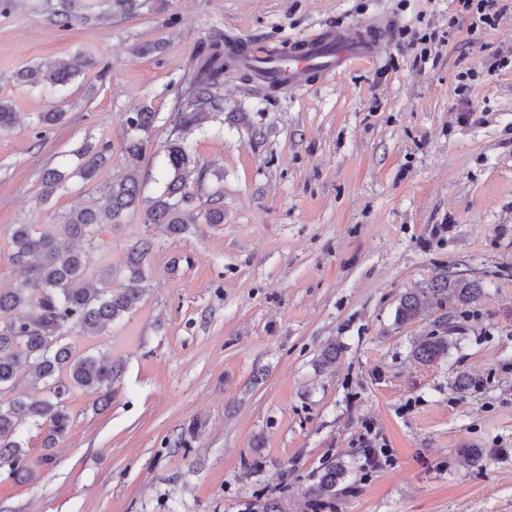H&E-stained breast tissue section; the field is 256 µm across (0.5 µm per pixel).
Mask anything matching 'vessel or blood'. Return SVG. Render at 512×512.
I'll use <instances>...</instances> for the list:
<instances>
[{"instance_id": "vessel-or-blood-1", "label": "vessel or blood", "mask_w": 512, "mask_h": 512, "mask_svg": "<svg viewBox=\"0 0 512 512\" xmlns=\"http://www.w3.org/2000/svg\"><path fill=\"white\" fill-rule=\"evenodd\" d=\"M384 32L381 25L327 28L311 38L289 44L279 53L249 46L245 55L247 60L258 63V86L293 89L309 85L313 78L335 74L353 60L382 51Z\"/></svg>"}]
</instances>
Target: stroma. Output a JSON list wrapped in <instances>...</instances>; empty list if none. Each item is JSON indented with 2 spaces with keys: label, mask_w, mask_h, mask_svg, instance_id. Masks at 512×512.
I'll return each instance as SVG.
<instances>
[{
  "label": "stroma",
  "mask_w": 512,
  "mask_h": 512,
  "mask_svg": "<svg viewBox=\"0 0 512 512\" xmlns=\"http://www.w3.org/2000/svg\"><path fill=\"white\" fill-rule=\"evenodd\" d=\"M55 3L0 15V96L19 115L0 130V288L23 278L10 225L57 223L133 164L143 196L158 194L172 114L215 32L278 48L326 27L388 30L378 55L292 93L225 77L222 120L188 138L205 179L186 234L138 211L101 226L98 267L155 242L138 308L70 339L122 375L107 407L70 395L53 467L42 435L22 437L36 477L0 475V512H248L266 498L311 512L305 490L332 457L347 473L325 512H512V70L487 68L512 51V0H494L493 29L449 27L452 0H165L67 29ZM76 53L92 66L65 92L14 79ZM144 105L160 120L134 162L124 117ZM55 109L64 120L37 136ZM88 140L112 146L94 183L78 175ZM50 168L66 177L45 200ZM217 190L224 221L209 224ZM446 271L481 297L398 320L401 298ZM442 317L448 354L421 364L412 343ZM462 373L476 388L455 389ZM367 441L387 456L374 470ZM472 448L482 469L466 464Z\"/></svg>",
  "instance_id": "35a3bbf8"
}]
</instances>
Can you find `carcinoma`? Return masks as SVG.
<instances>
[{
  "label": "carcinoma",
  "instance_id": "carcinoma-1",
  "mask_svg": "<svg viewBox=\"0 0 512 512\" xmlns=\"http://www.w3.org/2000/svg\"><path fill=\"white\" fill-rule=\"evenodd\" d=\"M145 0H112V11L138 13ZM77 0H63L53 13L55 24L66 29L77 19ZM234 38L218 33L204 47L200 65L190 81L187 99L174 116L177 135L163 147L165 175L157 196L141 195L139 170L133 168L121 179L103 188L101 206L71 209L58 224H14L8 239L9 257L25 279L16 288H0V472L18 481L29 480L28 466L19 440L25 431L45 434L44 447L51 449L69 433L72 417L68 396L75 389L98 395L105 404L112 396V383L120 376L116 364L77 351L67 342L75 336H99L110 323L131 313L142 301L145 260L151 246L146 240L130 248L123 272L111 268L91 272L99 226L118 224L129 210L142 208L143 223L156 226L170 237H179L189 227L197 188L204 171L194 165L184 133L202 125L212 114L224 112L220 87L224 76L237 70L245 81L256 82V70L240 63V51L227 46ZM91 66L81 54L51 66H27L16 79L30 86L62 89ZM159 113L144 106L126 114L128 138L124 150L133 160L145 149L141 134L148 133ZM17 112L10 99L0 98V129L13 126ZM107 143L84 142L76 154L81 158L80 175L95 179L108 162ZM65 174L49 169L43 175L44 197L64 181ZM462 304L479 299L482 288L463 278L438 276L431 287L402 297L398 318L410 321L424 309L443 306L448 294ZM448 354V337L422 336L412 345V355L422 364H432ZM36 386V394L18 391L25 378ZM343 460L332 458L319 472L307 493L318 508L336 495L344 478Z\"/></svg>",
  "mask_w": 512,
  "mask_h": 512
}]
</instances>
